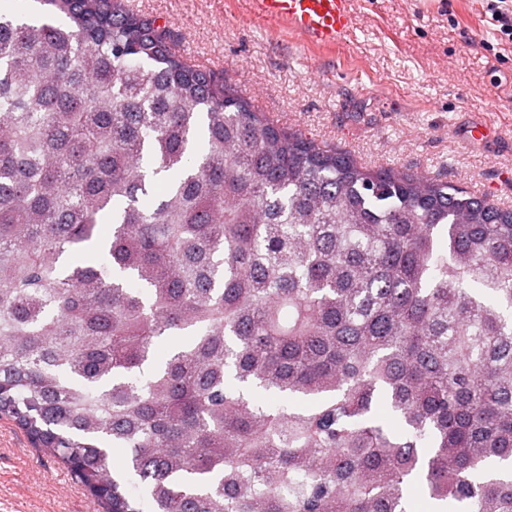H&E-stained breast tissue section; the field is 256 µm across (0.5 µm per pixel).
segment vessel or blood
I'll list each match as a JSON object with an SVG mask.
<instances>
[{"instance_id":"vessel-or-blood-1","label":"vessel or blood","mask_w":512,"mask_h":512,"mask_svg":"<svg viewBox=\"0 0 512 512\" xmlns=\"http://www.w3.org/2000/svg\"><path fill=\"white\" fill-rule=\"evenodd\" d=\"M254 19L293 33L310 46L333 49L355 25L352 0H247Z\"/></svg>"}]
</instances>
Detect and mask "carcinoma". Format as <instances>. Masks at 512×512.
Wrapping results in <instances>:
<instances>
[{"label":"carcinoma","instance_id":"carcinoma-1","mask_svg":"<svg viewBox=\"0 0 512 512\" xmlns=\"http://www.w3.org/2000/svg\"><path fill=\"white\" fill-rule=\"evenodd\" d=\"M38 2L0 9V416L105 512H512V210Z\"/></svg>","mask_w":512,"mask_h":512}]
</instances>
